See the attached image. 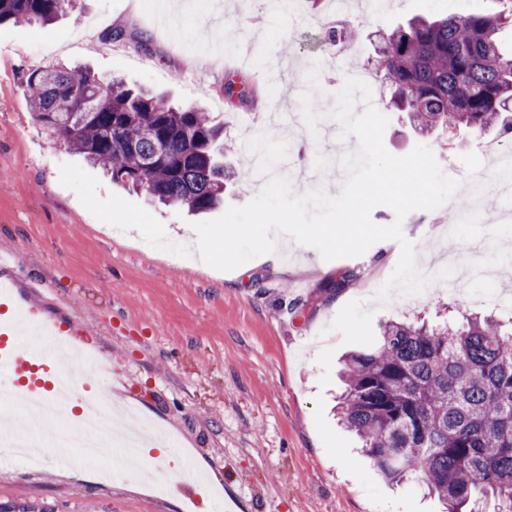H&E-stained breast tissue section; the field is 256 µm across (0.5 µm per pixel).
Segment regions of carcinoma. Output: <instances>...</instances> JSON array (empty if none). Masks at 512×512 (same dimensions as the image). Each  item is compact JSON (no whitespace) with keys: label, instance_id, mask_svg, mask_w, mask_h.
Returning <instances> with one entry per match:
<instances>
[{"label":"carcinoma","instance_id":"1","mask_svg":"<svg viewBox=\"0 0 512 512\" xmlns=\"http://www.w3.org/2000/svg\"><path fill=\"white\" fill-rule=\"evenodd\" d=\"M73 0H0V24H48ZM493 15L413 19L383 36L376 69L389 104L421 133L463 127L512 133V54ZM34 117L112 182L174 208L204 212L224 196V124L198 108L102 79L83 66L50 63L25 80ZM341 420L381 475L416 484L448 512H512V327L493 317L385 323L344 360Z\"/></svg>","mask_w":512,"mask_h":512}]
</instances>
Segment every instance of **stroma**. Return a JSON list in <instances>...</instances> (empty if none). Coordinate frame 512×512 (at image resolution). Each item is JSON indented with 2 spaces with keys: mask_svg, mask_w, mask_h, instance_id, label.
I'll return each mask as SVG.
<instances>
[{
  "mask_svg": "<svg viewBox=\"0 0 512 512\" xmlns=\"http://www.w3.org/2000/svg\"><path fill=\"white\" fill-rule=\"evenodd\" d=\"M174 21L157 25L128 0H77L47 25H0V252L13 253L25 273L48 281L22 299L44 315L79 329L78 346L99 366L87 384L131 404L136 421L168 433L178 454L170 471L188 482L203 475L198 503L153 490L156 464L125 465L114 480L77 463V448L46 449L31 469L0 462V512H224L225 496L239 512H442L438 499L413 485L385 481L336 415L341 357L378 334L387 321L482 313L512 319V278L476 280L449 291L432 277L419 294L394 291L387 305L373 299L394 271L397 242L364 255L324 260L311 247L277 248V266L246 263L227 282L205 271L185 211L152 203L112 185L63 142L46 137L24 91L26 74L45 65L39 44L65 37L77 22L98 37L57 53L56 61L88 65L196 106L224 123V136L268 133L288 138L298 166L319 170V183L293 181L295 193L320 188L338 195L347 176L337 149L352 152L356 137L325 134L318 121L336 109L344 84L337 60L372 66L381 37L410 18L490 14L495 0H388L384 7L353 0L349 16L360 35L336 58L321 39L335 13H282L279 0H166ZM125 36L115 41L113 30ZM285 79L266 83L269 58ZM234 81L237 92L226 96ZM387 150L429 147L449 176L465 180L489 167L496 133L465 130L420 135L403 113L385 108ZM499 199L485 194L479 210L460 202L457 222L445 208L411 212L403 223L418 265L430 255L460 263H502L512 230L494 226ZM355 272L344 289L330 281Z\"/></svg>",
  "mask_w": 512,
  "mask_h": 512,
  "instance_id": "35a3bbf8",
  "label": "stroma"
}]
</instances>
